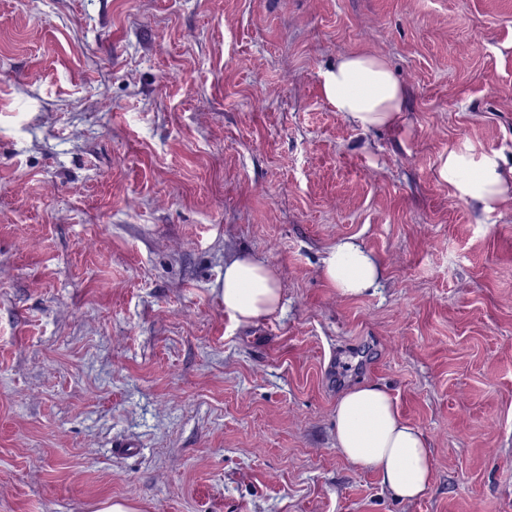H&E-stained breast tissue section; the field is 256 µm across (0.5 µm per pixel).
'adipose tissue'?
<instances>
[{"mask_svg": "<svg viewBox=\"0 0 512 512\" xmlns=\"http://www.w3.org/2000/svg\"><path fill=\"white\" fill-rule=\"evenodd\" d=\"M326 100L354 125L369 129L395 123L403 89L376 56L351 54L337 60L323 80ZM442 181L462 195L491 205L512 189L495 159L449 152L439 168ZM323 274L343 296L375 287L382 267L358 242H336L323 260ZM224 308L241 323L273 315L281 300L274 270L248 256L224 265ZM337 445L355 465L374 471L394 496L419 498L431 482V456L425 436L398 414L389 393L374 384L349 390L336 405Z\"/></svg>", "mask_w": 512, "mask_h": 512, "instance_id": "adipose-tissue-1", "label": "adipose tissue"}]
</instances>
